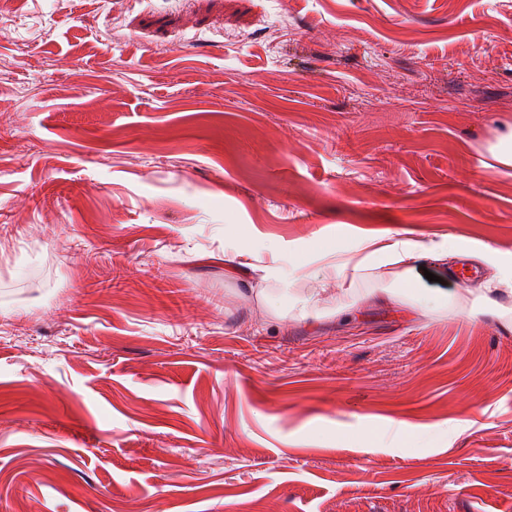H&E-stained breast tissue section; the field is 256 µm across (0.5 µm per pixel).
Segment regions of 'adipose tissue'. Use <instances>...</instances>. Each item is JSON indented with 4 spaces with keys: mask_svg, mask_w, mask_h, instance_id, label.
Returning <instances> with one entry per match:
<instances>
[{
    "mask_svg": "<svg viewBox=\"0 0 512 512\" xmlns=\"http://www.w3.org/2000/svg\"><path fill=\"white\" fill-rule=\"evenodd\" d=\"M470 249L496 271L494 282L481 284L476 291L480 308L490 314L506 315L503 302L512 298V255H503L484 242L473 243ZM460 254V246L447 239L426 245L410 239L361 236L354 248L339 250L333 257L321 256L317 274L322 277L338 271L356 275L422 259L442 261L459 257Z\"/></svg>",
    "mask_w": 512,
    "mask_h": 512,
    "instance_id": "ef3b65f1",
    "label": "adipose tissue"
}]
</instances>
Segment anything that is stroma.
<instances>
[{"instance_id": "stroma-1", "label": "stroma", "mask_w": 512, "mask_h": 512, "mask_svg": "<svg viewBox=\"0 0 512 512\" xmlns=\"http://www.w3.org/2000/svg\"><path fill=\"white\" fill-rule=\"evenodd\" d=\"M0 23V512H512V325L433 260L307 276L363 235L512 254V0ZM494 160L501 166L512 167V127L500 131L489 148Z\"/></svg>"}]
</instances>
